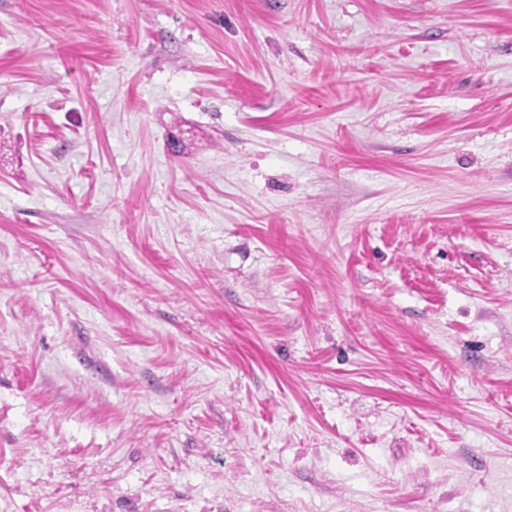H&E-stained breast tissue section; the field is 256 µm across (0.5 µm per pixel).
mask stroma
<instances>
[{
    "mask_svg": "<svg viewBox=\"0 0 512 512\" xmlns=\"http://www.w3.org/2000/svg\"><path fill=\"white\" fill-rule=\"evenodd\" d=\"M0 512H512V0H0Z\"/></svg>",
    "mask_w": 512,
    "mask_h": 512,
    "instance_id": "35a3bbf8",
    "label": "stroma"
}]
</instances>
